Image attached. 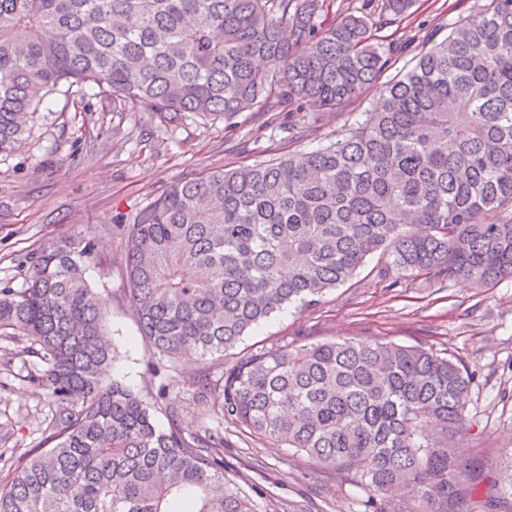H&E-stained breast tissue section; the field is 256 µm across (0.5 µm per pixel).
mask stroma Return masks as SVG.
Listing matches in <instances>:
<instances>
[{
  "label": "stroma",
  "mask_w": 512,
  "mask_h": 512,
  "mask_svg": "<svg viewBox=\"0 0 512 512\" xmlns=\"http://www.w3.org/2000/svg\"><path fill=\"white\" fill-rule=\"evenodd\" d=\"M458 13L456 0H417L410 16L383 25L381 36L407 44L409 53L340 112H303L297 104L277 102L228 120L188 114L171 123L143 109L115 108L106 94L47 97L30 136L0 156V287H23L21 261L43 242L88 230L99 263L86 278L103 300L115 356L110 373L151 405L162 429L170 406L179 407L187 430L212 425L216 411L197 402L194 380L206 370L221 373L224 363L260 347L339 338L393 341L458 360L473 380L465 428L452 446L462 461L484 471L479 484H465L463 491L473 512H482L492 480L512 462V278L479 287L454 278L404 276L390 290L378 275L385 260L376 255L315 305L284 307L224 358L196 355L154 373L146 367L151 349L125 296V241L118 230L174 182L335 142L374 108L382 84L409 69L412 54L447 36ZM27 347L23 337L0 335L5 459L42 447L51 418L52 407L33 380L43 364ZM224 474L253 499L257 512H363L369 495L353 472L230 424L224 427Z\"/></svg>",
  "instance_id": "1"
}]
</instances>
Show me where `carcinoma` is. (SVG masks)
Segmentation results:
<instances>
[{"label": "carcinoma", "mask_w": 512, "mask_h": 512, "mask_svg": "<svg viewBox=\"0 0 512 512\" xmlns=\"http://www.w3.org/2000/svg\"><path fill=\"white\" fill-rule=\"evenodd\" d=\"M415 0H0V155L62 88L150 112L228 120L272 100L336 112L402 50L374 28ZM126 297L153 356H224L290 303L315 302L381 254L398 276L492 286L512 277V0H474L448 36L325 147L179 181L123 225ZM79 231L0 288V331L45 364L46 440L0 482V512H257L224 477V423L355 471L365 512H465L471 373L422 346L347 339L260 348L196 398L220 413L187 433L105 374V315ZM488 510L512 498V465ZM400 487L413 506L394 502Z\"/></svg>", "instance_id": "obj_1"}]
</instances>
